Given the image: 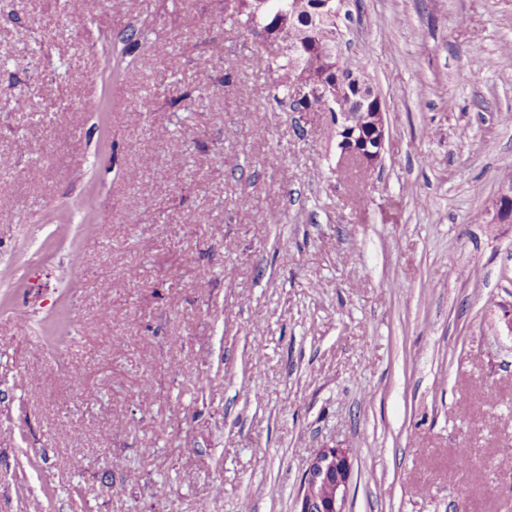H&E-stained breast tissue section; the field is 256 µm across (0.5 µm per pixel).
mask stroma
Wrapping results in <instances>:
<instances>
[{"mask_svg": "<svg viewBox=\"0 0 512 512\" xmlns=\"http://www.w3.org/2000/svg\"><path fill=\"white\" fill-rule=\"evenodd\" d=\"M25 3L0 5V512H298L333 447L346 512H512V0H345L385 104L362 181L224 0ZM134 30L154 68L117 59Z\"/></svg>", "mask_w": 512, "mask_h": 512, "instance_id": "obj_1", "label": "stroma"}]
</instances>
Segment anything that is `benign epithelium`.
Masks as SVG:
<instances>
[{"instance_id": "obj_1", "label": "benign epithelium", "mask_w": 512, "mask_h": 512, "mask_svg": "<svg viewBox=\"0 0 512 512\" xmlns=\"http://www.w3.org/2000/svg\"><path fill=\"white\" fill-rule=\"evenodd\" d=\"M321 20L341 14V0H322L318 5ZM346 88L336 90V99L348 98L355 105L349 112H337L336 149L339 158H355L367 169L382 160L386 139L384 113L369 114L366 109L373 101V89L361 71L346 67ZM496 220L512 223V186L500 187L495 199ZM352 475V454L348 448H320L310 460L300 488V512H345Z\"/></svg>"}]
</instances>
